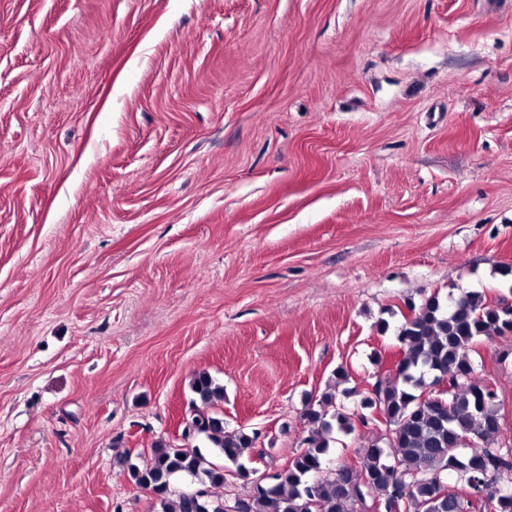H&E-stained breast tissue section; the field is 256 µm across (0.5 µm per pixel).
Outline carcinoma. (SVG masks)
<instances>
[{
    "label": "carcinoma",
    "instance_id": "1",
    "mask_svg": "<svg viewBox=\"0 0 512 512\" xmlns=\"http://www.w3.org/2000/svg\"><path fill=\"white\" fill-rule=\"evenodd\" d=\"M407 312L395 329L402 358L396 375L374 384L360 400L362 412L344 413L336 403V387L349 381L344 367L336 369L334 384L310 400L303 419L313 428L307 448L288 466L260 483H253L244 512H363L367 499L386 505L395 500L423 506V512H512V444L487 446L500 430L497 394L472 377L470 352L481 339L512 333V308L492 304L479 292L443 299L434 293L420 304L406 303ZM446 377L453 392L443 402L421 400L433 379ZM193 402L211 407L224 399V387L201 373L191 386ZM334 412H329V408ZM392 427L391 438L380 437L361 451L353 471L340 465L326 471L328 435L333 425L346 432L354 421L365 423L374 411ZM196 436L205 439L224 460L247 478L244 462L254 437L244 430L228 431L217 414L194 410ZM478 432L485 443L467 456L456 447L463 435ZM455 475L465 488L485 487L480 499L442 496L443 484ZM139 487L151 489L161 512H225L216 489L224 486V468L209 461L200 448L155 442L150 461L131 467ZM177 479L199 485L178 491Z\"/></svg>",
    "mask_w": 512,
    "mask_h": 512
}]
</instances>
